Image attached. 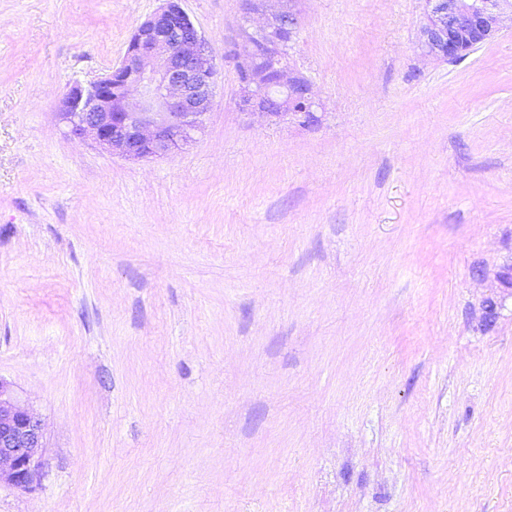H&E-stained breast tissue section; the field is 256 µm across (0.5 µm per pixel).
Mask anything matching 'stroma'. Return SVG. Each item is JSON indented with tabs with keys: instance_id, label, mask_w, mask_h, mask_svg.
Returning <instances> with one entry per match:
<instances>
[{
	"instance_id": "35a3bbf8",
	"label": "stroma",
	"mask_w": 512,
	"mask_h": 512,
	"mask_svg": "<svg viewBox=\"0 0 512 512\" xmlns=\"http://www.w3.org/2000/svg\"><path fill=\"white\" fill-rule=\"evenodd\" d=\"M162 0H0V377L43 423L0 512H512V19L420 54L423 0H300L317 119L240 110L239 0L193 145L69 136ZM497 287L493 295L486 297L482 302L481 325L495 321L499 315V308L506 297L512 298V260L504 264L495 274Z\"/></svg>"
}]
</instances>
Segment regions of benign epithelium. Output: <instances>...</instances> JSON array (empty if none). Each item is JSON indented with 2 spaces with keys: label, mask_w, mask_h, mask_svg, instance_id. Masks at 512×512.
I'll list each match as a JSON object with an SVG mask.
<instances>
[{
  "label": "benign epithelium",
  "mask_w": 512,
  "mask_h": 512,
  "mask_svg": "<svg viewBox=\"0 0 512 512\" xmlns=\"http://www.w3.org/2000/svg\"><path fill=\"white\" fill-rule=\"evenodd\" d=\"M280 8L254 31L240 29V56L254 59L274 50V77L254 67L239 80L242 111L274 120L288 116L315 120L309 83L288 65L297 36V0H278ZM417 46L425 57L454 61L500 29V14L512 0H424ZM216 54L186 14L180 0L163 5L134 31L119 63L101 78L72 85L57 118L76 138L92 139L102 150L125 160L164 157L190 144L213 110L218 79ZM496 292L482 302L481 324L495 321L503 299L512 298V262L495 274ZM41 420L17 401L0 378V486L29 488L39 475Z\"/></svg>",
  "instance_id": "7a95c632"
}]
</instances>
